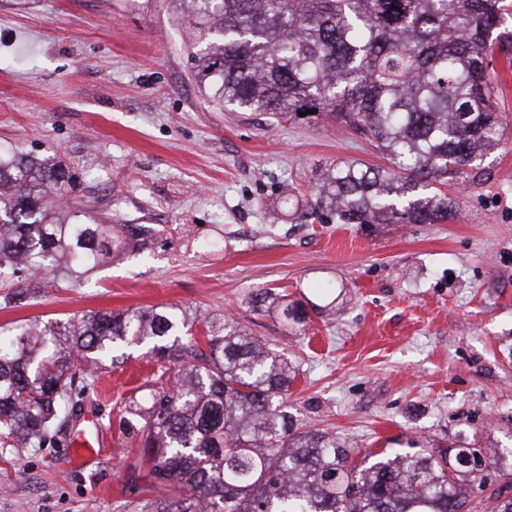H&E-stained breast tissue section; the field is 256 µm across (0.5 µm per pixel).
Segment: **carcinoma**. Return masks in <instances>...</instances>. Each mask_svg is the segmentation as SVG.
<instances>
[{
  "instance_id": "cac0c4a2",
  "label": "carcinoma",
  "mask_w": 512,
  "mask_h": 512,
  "mask_svg": "<svg viewBox=\"0 0 512 512\" xmlns=\"http://www.w3.org/2000/svg\"><path fill=\"white\" fill-rule=\"evenodd\" d=\"M196 78L218 102L250 112L315 110L371 138L391 166L329 167L305 216L322 224H437L456 212L434 185L465 174L498 145V83L489 46L512 61L501 0H174ZM76 171L58 154L0 149V301L22 306L41 271L83 283L138 235L64 199ZM282 314L307 313L286 296ZM187 312L150 307L0 325V447L57 448L118 347L149 346L170 388L120 423L169 497L128 512H466L462 486L485 483L476 448H421L357 464L332 433L302 432L288 414L295 368L232 325L208 327L201 358L179 333ZM481 512H512L492 492Z\"/></svg>"
}]
</instances>
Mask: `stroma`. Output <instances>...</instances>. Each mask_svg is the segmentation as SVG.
Instances as JSON below:
<instances>
[{
  "instance_id": "stroma-1",
  "label": "stroma",
  "mask_w": 512,
  "mask_h": 512,
  "mask_svg": "<svg viewBox=\"0 0 512 512\" xmlns=\"http://www.w3.org/2000/svg\"><path fill=\"white\" fill-rule=\"evenodd\" d=\"M170 0H0V147L77 164L74 205L137 224L139 243L77 287H46L0 324L176 306L194 337L228 320L288 357V410L354 454L480 449L486 487L512 497V79L500 144L449 181L437 224L302 219L325 168L387 166L327 118L241 112L195 79ZM308 314L285 324L258 296ZM156 369L133 347L98 379L76 431L95 451L0 456V512H123L143 496L120 414Z\"/></svg>"
}]
</instances>
